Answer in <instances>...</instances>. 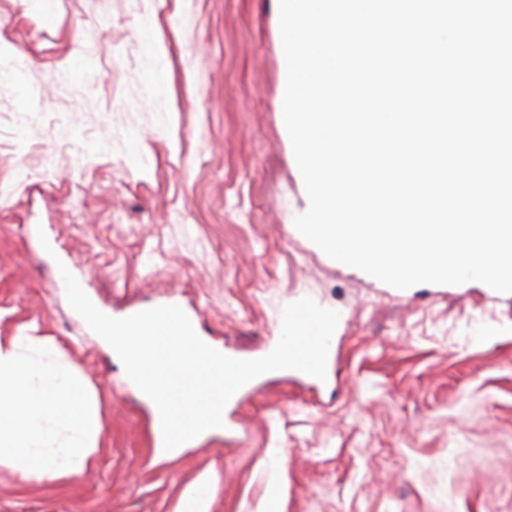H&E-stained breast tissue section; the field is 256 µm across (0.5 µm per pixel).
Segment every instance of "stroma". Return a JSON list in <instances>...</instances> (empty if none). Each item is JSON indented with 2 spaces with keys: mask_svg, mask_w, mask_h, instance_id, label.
Listing matches in <instances>:
<instances>
[{
  "mask_svg": "<svg viewBox=\"0 0 512 512\" xmlns=\"http://www.w3.org/2000/svg\"><path fill=\"white\" fill-rule=\"evenodd\" d=\"M284 82L278 0H0V340L57 343L99 424L82 472L0 466V512H178L205 472L212 512H260L274 483L280 512H512V293L402 291L292 230ZM60 260L112 317L177 303L242 359L312 298L340 314L326 378L263 374L166 456Z\"/></svg>",
  "mask_w": 512,
  "mask_h": 512,
  "instance_id": "stroma-1",
  "label": "stroma"
}]
</instances>
